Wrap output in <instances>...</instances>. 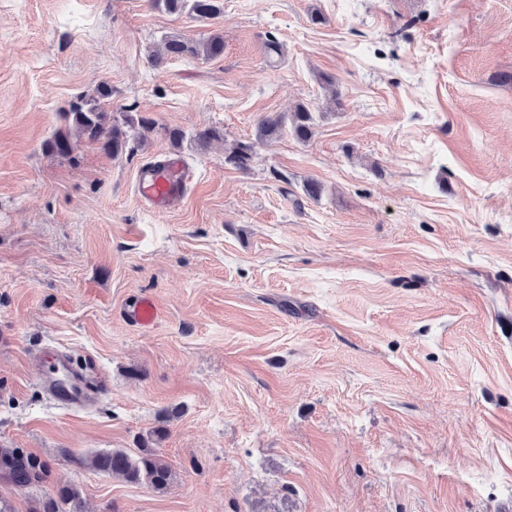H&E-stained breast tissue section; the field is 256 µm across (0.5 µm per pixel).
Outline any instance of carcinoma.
<instances>
[{"label":"carcinoma","instance_id":"1","mask_svg":"<svg viewBox=\"0 0 512 512\" xmlns=\"http://www.w3.org/2000/svg\"><path fill=\"white\" fill-rule=\"evenodd\" d=\"M153 7L170 14H188L197 20L206 21L220 17L224 13L222 0H151ZM164 55L167 58L214 59L224 53V38L214 34L203 41L186 39L179 35H169L163 39ZM112 98V87L107 83L98 85L94 94L81 98L63 113L65 126L55 131L47 141L46 148L51 153L70 155L76 144L72 132L99 144L100 148L117 156L129 144L130 132L141 129L138 136L153 130L154 121L131 115L123 122L111 118L105 110V103ZM315 118L303 104H297L291 112L272 113L263 117L258 124V137L273 139L290 129L294 137L308 141L314 133ZM252 157V146L240 144L232 149L227 161L238 167L247 166ZM91 466L102 473L119 475L129 482L145 480L157 489L164 488L171 475L168 463L150 448H142L131 455L123 450L101 452L91 456ZM0 468L9 472L17 486L24 488L40 477L45 465L23 456L14 448H0ZM80 493L73 486H65L59 491V499H38L34 501L32 512H60L59 504L73 505L72 512H79Z\"/></svg>","mask_w":512,"mask_h":512}]
</instances>
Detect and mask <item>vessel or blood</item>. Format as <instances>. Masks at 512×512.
<instances>
[{
    "mask_svg": "<svg viewBox=\"0 0 512 512\" xmlns=\"http://www.w3.org/2000/svg\"><path fill=\"white\" fill-rule=\"evenodd\" d=\"M189 175L184 163L177 158L163 166H143L138 175L137 193L144 205L153 212L165 213L181 201ZM160 308L149 297H142L127 307L126 319L138 326H152ZM31 371L40 387L56 406L88 408L107 395V381L94 370L78 365L64 350L54 347L42 350Z\"/></svg>",
    "mask_w": 512,
    "mask_h": 512,
    "instance_id": "vessel-or-blood-1",
    "label": "vessel or blood"
}]
</instances>
